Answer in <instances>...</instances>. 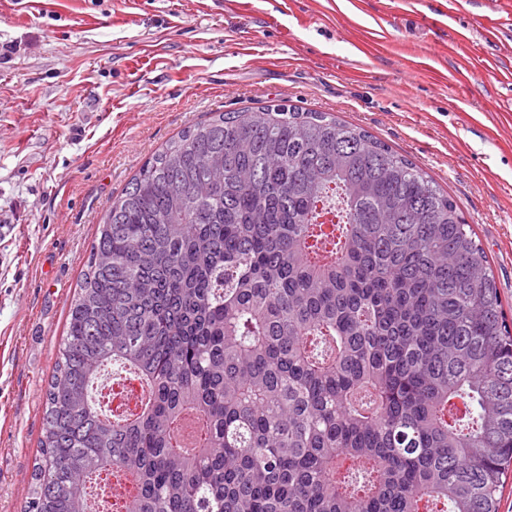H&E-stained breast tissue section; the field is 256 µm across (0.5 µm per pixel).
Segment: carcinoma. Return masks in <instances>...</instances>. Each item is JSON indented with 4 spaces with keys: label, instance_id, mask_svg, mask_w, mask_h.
<instances>
[{
    "label": "carcinoma",
    "instance_id": "1",
    "mask_svg": "<svg viewBox=\"0 0 512 512\" xmlns=\"http://www.w3.org/2000/svg\"><path fill=\"white\" fill-rule=\"evenodd\" d=\"M120 363L144 401L98 410ZM512 325L454 200L361 127L220 112L99 227L45 391L29 512H499ZM99 489L100 486L89 487L87 489V494L91 503L93 504L94 510L98 508V502L102 499L109 500L111 503L112 499L116 498L120 499L124 503L130 502L132 499L130 483L123 478H115L112 481V490L110 486L109 490L105 494L100 492Z\"/></svg>",
    "mask_w": 512,
    "mask_h": 512
}]
</instances>
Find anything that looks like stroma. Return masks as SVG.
Instances as JSON below:
<instances>
[{"label": "stroma", "mask_w": 512, "mask_h": 512, "mask_svg": "<svg viewBox=\"0 0 512 512\" xmlns=\"http://www.w3.org/2000/svg\"><path fill=\"white\" fill-rule=\"evenodd\" d=\"M273 100L448 192L512 320V0H0V512L27 508L112 199L185 128Z\"/></svg>", "instance_id": "1"}]
</instances>
